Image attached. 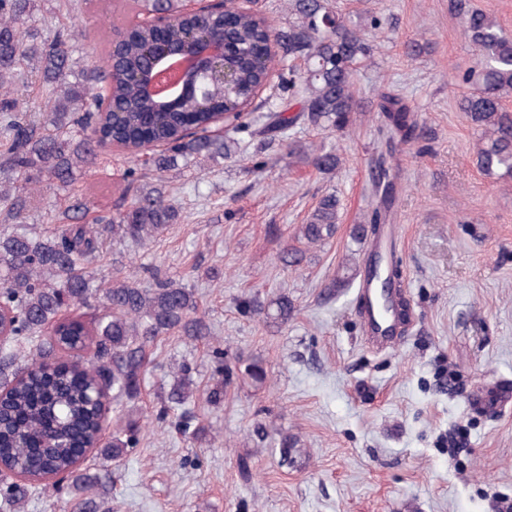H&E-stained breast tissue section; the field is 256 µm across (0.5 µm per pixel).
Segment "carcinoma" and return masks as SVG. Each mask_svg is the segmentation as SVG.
<instances>
[{"label": "carcinoma", "mask_w": 512, "mask_h": 512, "mask_svg": "<svg viewBox=\"0 0 512 512\" xmlns=\"http://www.w3.org/2000/svg\"><path fill=\"white\" fill-rule=\"evenodd\" d=\"M35 0H0V306L13 312L11 335L0 344V375L11 369L21 352L30 363L14 372L10 389L0 399V458L4 462L25 454L23 482L0 474V501L4 508L18 504L28 486L44 490L57 486L53 474H64L70 487L83 494L102 481L79 469V460L89 446L99 444L105 427L89 402L99 387L112 391V402L134 400L141 390L142 372L150 346L157 337L187 329L200 320L194 290L167 275L142 287L115 276L97 282L88 264L101 257L104 234L144 243L173 223L177 211L161 187L136 194L130 206L115 215L99 216L94 224L75 220L88 211L87 203L68 198L63 214L71 220L49 238L4 228L24 224L35 196L54 187H66L73 170L93 163L96 147L104 138L116 139L132 154L147 143L164 147L153 159L157 177H162L179 157H214L228 150L229 133L247 127V108L262 88L267 75L280 66L288 70V101L268 104L258 133L265 139L284 137L298 121L328 130L343 131L362 111L354 82L357 67L371 57L365 29L330 3V0H287L288 16L297 20L276 26L266 17L240 11L226 31L232 52L228 64L235 74L231 89L208 81L205 100L191 98L167 103L155 118L156 106L139 91L136 75L148 65L146 47L156 38L150 21L156 17L172 22L168 36L183 41L191 30L209 32L221 21L216 11L196 16L185 12V0H125L142 21L121 30L106 64L88 67L83 80L70 81L73 62L70 39L85 36L72 24V38L53 44L37 43L31 20ZM465 18V37L477 59L462 76L460 108L478 131L474 153L477 168L488 176L503 170L512 174V111L505 102L512 98V36L480 9L457 3ZM273 36L277 51L265 54L260 45ZM22 68L38 73L49 87L45 106L49 112L36 122L18 109L12 97L13 80ZM233 113L227 134H210L212 112ZM382 121L379 134L393 147L420 137L417 115L397 97L381 95ZM122 117L112 121V113ZM77 126L84 135L80 149L67 146L64 136ZM309 162L321 173L336 170L341 158L333 152L313 149ZM376 204L368 222L356 227V240L376 233L382 212L392 203L388 189L375 192ZM339 200L324 196L301 225L300 235L310 245H321L336 230ZM102 294L105 307L88 326L63 312L86 302L92 292ZM274 319L285 324L294 312L288 296L270 302ZM95 348L94 359L70 364L63 360L47 371L45 362L63 353ZM217 379L209 392L212 402L239 382L255 386L266 383V370L259 359L230 363L224 353ZM190 368L179 367V379L168 395L169 411L193 398ZM140 422L116 421L112 444L102 452L116 461L138 444ZM295 437L280 433L271 447L280 458H292Z\"/></svg>", "instance_id": "carcinoma-1"}]
</instances>
